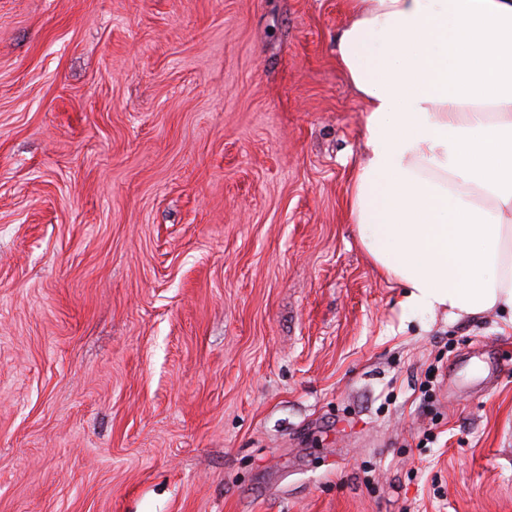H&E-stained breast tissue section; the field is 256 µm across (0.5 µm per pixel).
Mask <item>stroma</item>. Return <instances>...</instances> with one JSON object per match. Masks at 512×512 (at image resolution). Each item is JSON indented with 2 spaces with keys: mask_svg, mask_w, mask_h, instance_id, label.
<instances>
[{
  "mask_svg": "<svg viewBox=\"0 0 512 512\" xmlns=\"http://www.w3.org/2000/svg\"><path fill=\"white\" fill-rule=\"evenodd\" d=\"M349 21L0 0V512H512V315L348 219Z\"/></svg>",
  "mask_w": 512,
  "mask_h": 512,
  "instance_id": "1",
  "label": "stroma"
}]
</instances>
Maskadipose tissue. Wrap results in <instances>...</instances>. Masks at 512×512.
I'll return each instance as SVG.
<instances>
[{"instance_id": "adipose-tissue-1", "label": "adipose tissue", "mask_w": 512, "mask_h": 512, "mask_svg": "<svg viewBox=\"0 0 512 512\" xmlns=\"http://www.w3.org/2000/svg\"><path fill=\"white\" fill-rule=\"evenodd\" d=\"M365 102L346 208L409 310L512 314V0H343Z\"/></svg>"}]
</instances>
